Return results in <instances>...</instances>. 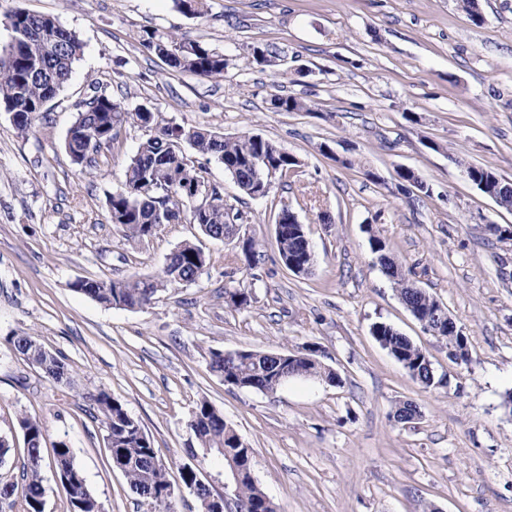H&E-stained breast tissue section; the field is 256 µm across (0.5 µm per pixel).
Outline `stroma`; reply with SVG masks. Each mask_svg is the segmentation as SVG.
Here are the masks:
<instances>
[{
	"instance_id": "obj_1",
	"label": "stroma",
	"mask_w": 512,
	"mask_h": 512,
	"mask_svg": "<svg viewBox=\"0 0 512 512\" xmlns=\"http://www.w3.org/2000/svg\"><path fill=\"white\" fill-rule=\"evenodd\" d=\"M206 17L174 0H0V53L9 16H52L83 52L47 115L26 134L0 110V436L10 448L0 480L20 482L26 460L18 420L45 428L44 450L72 448L104 512H145L113 467L106 431L84 395L105 390L150 436L175 485L176 512H200L180 486L196 443V403L220 410L253 451V476L277 512H512V228L466 176L483 166L512 182V0H479L471 23L457 0H208ZM155 34L186 36L223 54L224 75L172 70L147 50ZM276 51L258 64L251 47ZM111 95L187 128L258 134L297 157L268 194L241 191L222 164H206L240 233L262 259L247 265L234 241L194 224H163L134 245L110 223L107 195L145 131L124 122L112 157L80 173L64 148L82 101ZM303 99L282 112L274 97ZM413 170L426 191L402 181ZM304 224L314 264L298 276L281 262V208ZM383 239L416 284L443 303L467 338L468 358L449 357L425 332L377 262ZM208 264L192 284L145 308L102 306L73 288L159 271L181 242ZM243 288L248 306L228 307ZM391 325L426 353L444 385L425 388L374 338ZM26 332L64 358L72 396L14 355L7 336ZM317 344L341 382L295 378L275 394L225 386L212 350H301ZM415 402L410 424L391 413Z\"/></svg>"
}]
</instances>
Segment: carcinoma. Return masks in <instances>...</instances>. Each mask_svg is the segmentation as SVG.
<instances>
[{
  "mask_svg": "<svg viewBox=\"0 0 512 512\" xmlns=\"http://www.w3.org/2000/svg\"><path fill=\"white\" fill-rule=\"evenodd\" d=\"M175 3L180 10L195 17L208 14L206 0H175ZM10 27L13 40L6 58L0 59V107L13 114L14 126L23 134L44 117L47 104L70 80L83 46L73 32L50 16L17 11L10 17ZM145 46L157 55L166 48H183L181 56L169 63L176 71L206 78L224 75V55L196 40L170 34L151 37ZM274 106L284 112L307 109L302 99L292 95L276 97ZM129 118L151 129V133L126 164L124 190L107 195L106 209L110 223L121 225L131 243L155 236L162 215L169 216L176 224H196L206 235L223 232L224 224L230 219L231 209L224 204V193L219 187L214 185L210 195L193 200L182 190L183 182L190 176L197 177L203 185L208 184L207 168L203 164L195 165L180 150L171 152L170 147L176 140L189 144L197 155L220 162L238 187L251 197L255 193L248 165L252 157L265 153L278 162L277 174L282 177L297 165L295 157L279 154L281 147L266 139L256 140L249 134L227 138L207 129L174 126L147 108L129 112L120 101L104 94L94 95L83 104L67 132L65 150L72 163L83 172L96 170L107 162L117 128ZM467 172L473 175L477 185L499 183L500 188L507 191V195L500 199L499 207L512 211L511 183L503 181L490 168L470 166ZM275 240L283 263L294 259L299 264L311 266L312 257L307 252L309 243L301 225H281ZM370 245L383 270L394 268V258L385 241L373 235ZM239 250L249 266L260 256L259 243L253 237L247 238ZM206 265L207 257L203 251L185 241L174 248L170 263L155 275L134 274L109 281L78 280L72 287L105 306L141 309L169 287L195 282ZM390 277L394 278L398 295L413 316L431 315L442 306L424 289L415 287V283L398 280L393 272ZM224 298L228 306L235 309L250 300L244 289L226 290ZM431 334L448 341L451 357L467 360L465 339L448 335L445 325L431 329ZM373 335L421 386L430 388L443 383V379L436 378L427 355L409 338L385 323L374 325ZM6 343L14 354L38 368L47 380L61 383V372L66 369L63 359L47 351L35 337L27 333L17 334L7 337ZM209 368L223 378L227 386L256 389L266 394L275 393L294 377L328 383L337 379L315 352H301L279 362L271 352L250 350L233 360L224 358L223 351L213 350ZM85 398L93 402L101 417L112 453L125 457L122 474L131 490L147 506V512H173V490L166 467L158 460L149 436L138 421L120 401L104 390L89 392ZM191 419L195 420L191 431L198 447L185 449L186 455L204 459L211 454H230L240 468V479L235 481L233 495L242 506V512H275V506L266 500L265 493L251 475L252 448L224 420V415L208 401L201 400L196 403ZM19 425L26 445L23 483H0V499L16 496L21 499L22 512H45V487L41 476L44 428L26 417L20 419ZM52 451L53 467L67 477L62 489L69 512H102L100 502L89 491L84 475L75 463L72 448L61 442Z\"/></svg>",
  "mask_w": 512,
  "mask_h": 512,
  "instance_id": "carcinoma-1",
  "label": "carcinoma"
}]
</instances>
